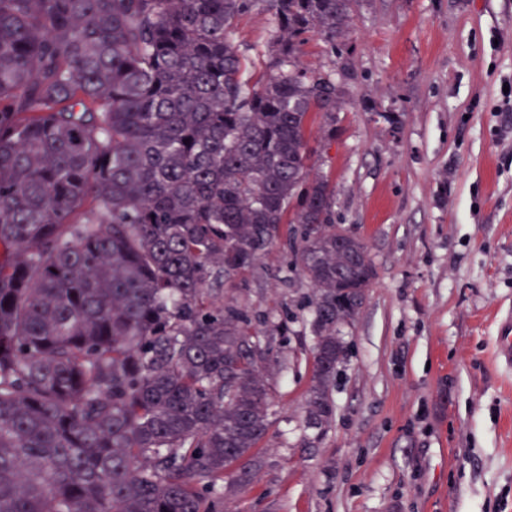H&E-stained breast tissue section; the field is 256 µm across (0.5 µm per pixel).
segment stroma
I'll return each instance as SVG.
<instances>
[{
  "mask_svg": "<svg viewBox=\"0 0 512 512\" xmlns=\"http://www.w3.org/2000/svg\"><path fill=\"white\" fill-rule=\"evenodd\" d=\"M272 30L258 8L231 34L258 79ZM301 62L344 89L336 139L313 128L308 165L335 184L336 222L365 241L375 276L319 436L304 421L306 281L225 291L291 321L274 345L265 464L224 506L512 512V367L498 355L512 324V0H357L342 55L312 34Z\"/></svg>",
  "mask_w": 512,
  "mask_h": 512,
  "instance_id": "stroma-1",
  "label": "stroma"
}]
</instances>
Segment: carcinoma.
<instances>
[{
    "label": "carcinoma",
    "mask_w": 512,
    "mask_h": 512,
    "mask_svg": "<svg viewBox=\"0 0 512 512\" xmlns=\"http://www.w3.org/2000/svg\"><path fill=\"white\" fill-rule=\"evenodd\" d=\"M261 3L253 83L231 29ZM354 4L0 0V512H224L290 332L224 286L279 243L311 290L306 424L332 421L374 270L308 172L342 90L299 57L340 50Z\"/></svg>",
    "instance_id": "cac0c4a2"
}]
</instances>
